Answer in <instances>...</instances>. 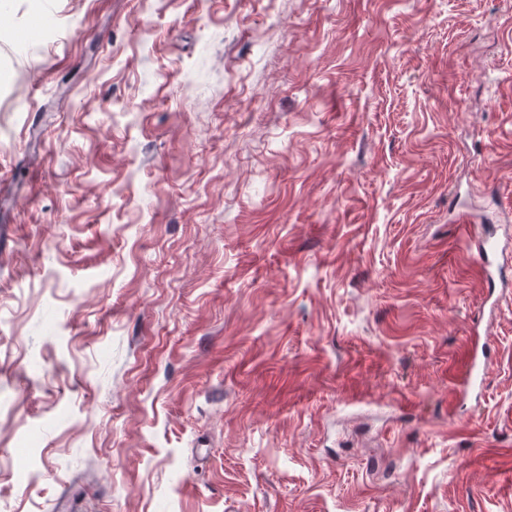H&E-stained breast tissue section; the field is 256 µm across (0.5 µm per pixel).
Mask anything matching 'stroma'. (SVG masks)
I'll list each match as a JSON object with an SVG mask.
<instances>
[{"instance_id":"stroma-1","label":"stroma","mask_w":512,"mask_h":512,"mask_svg":"<svg viewBox=\"0 0 512 512\" xmlns=\"http://www.w3.org/2000/svg\"><path fill=\"white\" fill-rule=\"evenodd\" d=\"M0 512H512V0H0Z\"/></svg>"}]
</instances>
